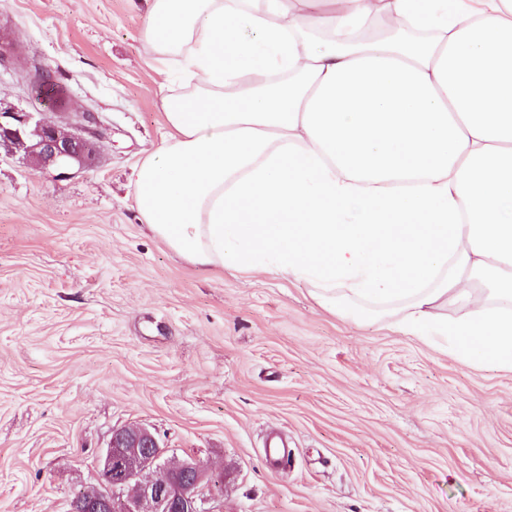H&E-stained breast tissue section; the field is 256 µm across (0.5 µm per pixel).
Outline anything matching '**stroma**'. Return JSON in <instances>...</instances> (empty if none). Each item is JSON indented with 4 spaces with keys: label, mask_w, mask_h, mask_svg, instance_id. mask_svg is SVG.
<instances>
[{
    "label": "stroma",
    "mask_w": 512,
    "mask_h": 512,
    "mask_svg": "<svg viewBox=\"0 0 512 512\" xmlns=\"http://www.w3.org/2000/svg\"><path fill=\"white\" fill-rule=\"evenodd\" d=\"M147 0H0V107L41 64L112 128L64 180L0 149V512H68L115 430L217 484L208 512H512V371L458 360L305 285L175 254L142 224L136 167L164 133ZM278 428L281 469L264 456Z\"/></svg>",
    "instance_id": "obj_1"
}]
</instances>
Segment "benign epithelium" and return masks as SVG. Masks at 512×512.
I'll list each match as a JSON object with an SVG mask.
<instances>
[{
  "instance_id": "1",
  "label": "benign epithelium",
  "mask_w": 512,
  "mask_h": 512,
  "mask_svg": "<svg viewBox=\"0 0 512 512\" xmlns=\"http://www.w3.org/2000/svg\"><path fill=\"white\" fill-rule=\"evenodd\" d=\"M45 106L33 112L0 109V146L35 159L59 179L67 178L92 163L97 143L112 129L90 110L69 112L66 123L57 124L45 117V112L56 111L54 104ZM159 459V441L147 429L115 431L98 460V505L106 512H204L203 491L211 486L206 471L194 460L172 467Z\"/></svg>"
}]
</instances>
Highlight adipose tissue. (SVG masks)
Returning a JSON list of instances; mask_svg holds the SVG:
<instances>
[{
  "label": "adipose tissue",
  "instance_id": "obj_1",
  "mask_svg": "<svg viewBox=\"0 0 512 512\" xmlns=\"http://www.w3.org/2000/svg\"><path fill=\"white\" fill-rule=\"evenodd\" d=\"M148 0L161 98L144 224L190 263L274 272L512 371V0ZM392 40H350L376 19ZM310 27L330 43L314 49Z\"/></svg>",
  "mask_w": 512,
  "mask_h": 512
}]
</instances>
